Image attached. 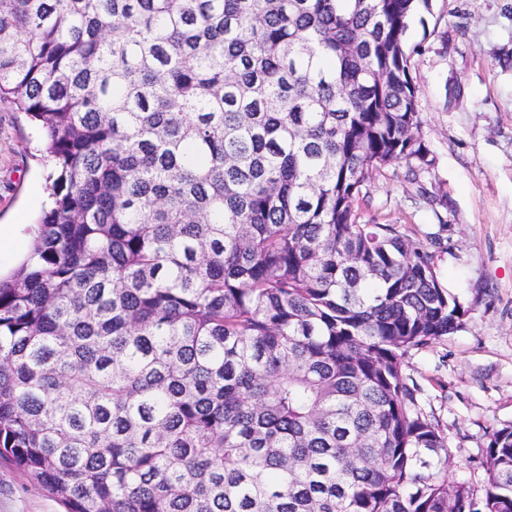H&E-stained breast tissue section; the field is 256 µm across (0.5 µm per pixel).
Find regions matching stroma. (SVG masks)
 <instances>
[{"label": "stroma", "mask_w": 512, "mask_h": 512, "mask_svg": "<svg viewBox=\"0 0 512 512\" xmlns=\"http://www.w3.org/2000/svg\"><path fill=\"white\" fill-rule=\"evenodd\" d=\"M407 44L434 164L415 185L404 167L382 169L355 207L432 252L464 306L461 328L411 350L405 372L448 441L449 480L478 484L492 433L512 427V0H431ZM36 139L24 114L0 104V225L40 213ZM0 512L62 508L0 466Z\"/></svg>", "instance_id": "stroma-1"}]
</instances>
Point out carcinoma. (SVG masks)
Here are the masks:
<instances>
[{"instance_id":"carcinoma-1","label":"carcinoma","mask_w":512,"mask_h":512,"mask_svg":"<svg viewBox=\"0 0 512 512\" xmlns=\"http://www.w3.org/2000/svg\"><path fill=\"white\" fill-rule=\"evenodd\" d=\"M431 0H0L49 207L0 279V464L64 512H512V429L448 482L405 373L434 255L354 207L433 160Z\"/></svg>"}]
</instances>
